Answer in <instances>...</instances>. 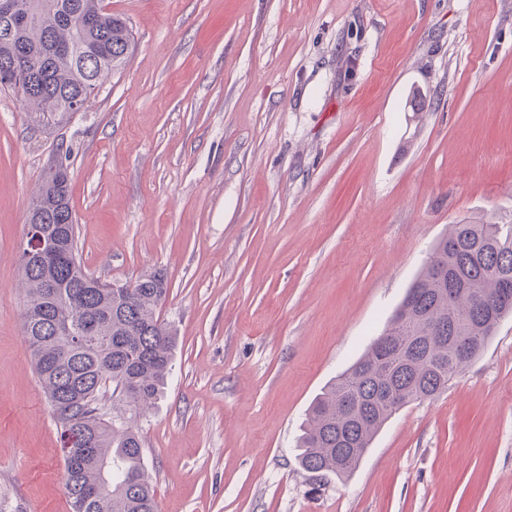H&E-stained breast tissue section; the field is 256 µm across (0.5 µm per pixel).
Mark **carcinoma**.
I'll return each instance as SVG.
<instances>
[{"mask_svg": "<svg viewBox=\"0 0 512 512\" xmlns=\"http://www.w3.org/2000/svg\"><path fill=\"white\" fill-rule=\"evenodd\" d=\"M32 22H0V67L35 77L31 86L0 84L31 105L36 120L57 127L71 118L74 101L87 102L96 86L119 70L134 42L126 20L104 10L103 0H20ZM52 43H81L94 53L80 61L49 52ZM29 215L41 216L69 254L56 269V298L45 295L41 274L19 263L26 289L23 338L49 403L75 407L60 427L65 488L72 512H157L143 462L142 439L128 425L103 418L99 393L106 384L137 413L163 394L175 348L158 309L168 295L160 272L114 288L85 287L91 278L78 259L69 180L47 168ZM512 276V220H465L451 225L384 330L350 368L330 381L310 406L299 437L298 462L309 472L338 478L359 465L369 445L400 408L448 388L470 358L457 357L451 337L479 345L491 336L480 294L496 305L497 320L512 315L500 299L501 276Z\"/></svg>", "mask_w": 512, "mask_h": 512, "instance_id": "carcinoma-1", "label": "carcinoma"}]
</instances>
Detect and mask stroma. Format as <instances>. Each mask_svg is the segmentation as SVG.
Instances as JSON below:
<instances>
[{
	"instance_id": "stroma-1",
	"label": "stroma",
	"mask_w": 512,
	"mask_h": 512,
	"mask_svg": "<svg viewBox=\"0 0 512 512\" xmlns=\"http://www.w3.org/2000/svg\"><path fill=\"white\" fill-rule=\"evenodd\" d=\"M104 4L135 40L84 111L49 129L0 92V512H71L18 274L53 160L86 270L169 284L137 418L158 512H512V317L347 479L294 447L436 240L512 219V0Z\"/></svg>"
}]
</instances>
